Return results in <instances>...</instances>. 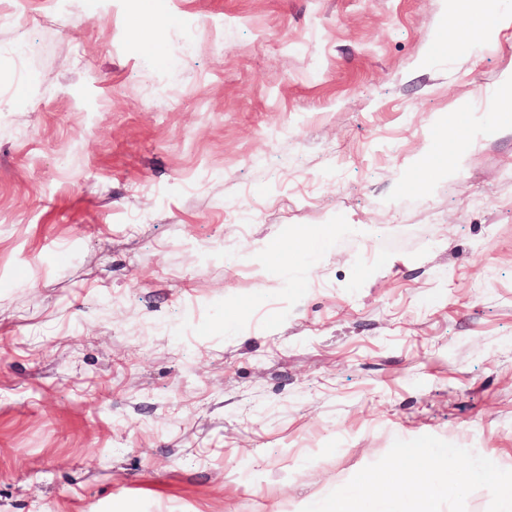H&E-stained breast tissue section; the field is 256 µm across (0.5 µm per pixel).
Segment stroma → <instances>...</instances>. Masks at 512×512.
I'll list each match as a JSON object with an SVG mask.
<instances>
[{"label": "stroma", "mask_w": 512, "mask_h": 512, "mask_svg": "<svg viewBox=\"0 0 512 512\" xmlns=\"http://www.w3.org/2000/svg\"><path fill=\"white\" fill-rule=\"evenodd\" d=\"M0 3V512H301L423 435L512 470V0ZM504 18L497 12L486 11L474 15V23L466 34V39L477 38L484 33L499 30L504 25Z\"/></svg>", "instance_id": "stroma-1"}]
</instances>
